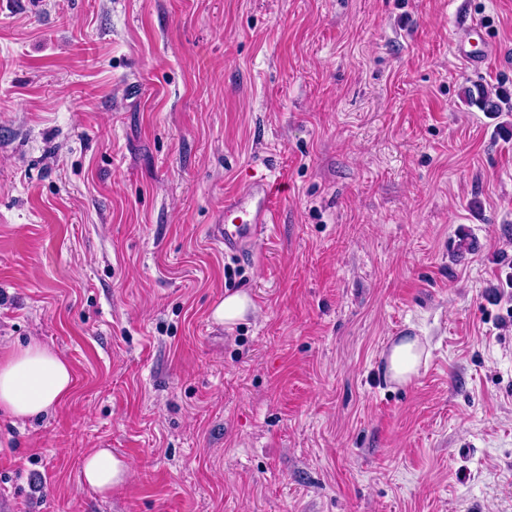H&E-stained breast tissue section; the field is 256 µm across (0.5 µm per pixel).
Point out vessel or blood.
I'll list each match as a JSON object with an SVG mask.
<instances>
[{
    "instance_id": "1",
    "label": "vessel or blood",
    "mask_w": 512,
    "mask_h": 512,
    "mask_svg": "<svg viewBox=\"0 0 512 512\" xmlns=\"http://www.w3.org/2000/svg\"><path fill=\"white\" fill-rule=\"evenodd\" d=\"M277 200L275 184L269 177L246 182L239 191L225 197L223 212L208 228L211 241L228 255L251 254L277 222Z\"/></svg>"
}]
</instances>
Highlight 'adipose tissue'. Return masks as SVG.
I'll return each mask as SVG.
<instances>
[{"label":"adipose tissue","mask_w":512,"mask_h":512,"mask_svg":"<svg viewBox=\"0 0 512 512\" xmlns=\"http://www.w3.org/2000/svg\"><path fill=\"white\" fill-rule=\"evenodd\" d=\"M428 357L419 338L404 340L390 348L386 374L393 382L410 383ZM73 386L67 361L40 341L0 350V412L13 419L24 421L47 413L71 394ZM128 472L127 463L108 448L95 449L83 460L84 484L102 495L123 484Z\"/></svg>","instance_id":"1"}]
</instances>
